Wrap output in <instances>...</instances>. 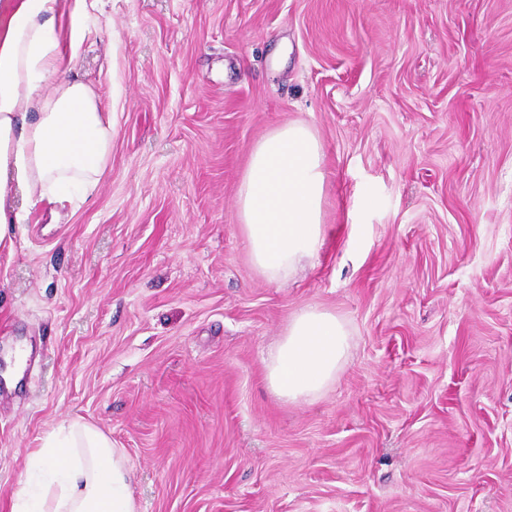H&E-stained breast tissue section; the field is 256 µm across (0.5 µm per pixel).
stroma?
<instances>
[{"instance_id":"stroma-1","label":"stroma","mask_w":512,"mask_h":512,"mask_svg":"<svg viewBox=\"0 0 512 512\" xmlns=\"http://www.w3.org/2000/svg\"><path fill=\"white\" fill-rule=\"evenodd\" d=\"M69 75L114 121L89 196L0 247V512L70 420L125 449L140 512H512V0H98ZM324 149L314 267L255 269L253 145ZM342 317L314 402L264 361ZM351 349L347 324L317 306L293 312L265 360V378L279 398L291 403L315 399L336 380Z\"/></svg>"}]
</instances>
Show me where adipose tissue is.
<instances>
[{
  "mask_svg": "<svg viewBox=\"0 0 512 512\" xmlns=\"http://www.w3.org/2000/svg\"><path fill=\"white\" fill-rule=\"evenodd\" d=\"M88 0H0V243L33 205L96 185L112 149V121L95 91L67 77L60 21L78 30ZM323 147L305 123L276 127L251 149L237 188L240 229L258 272L284 282L313 265L324 235ZM351 349L347 324L317 306L293 312L265 361L279 398L315 399ZM10 512H139L124 449L79 420L26 454Z\"/></svg>",
  "mask_w": 512,
  "mask_h": 512,
  "instance_id": "adipose-tissue-1",
  "label": "adipose tissue"
}]
</instances>
